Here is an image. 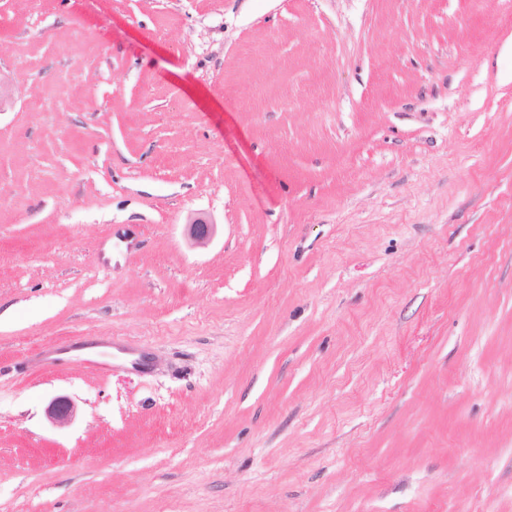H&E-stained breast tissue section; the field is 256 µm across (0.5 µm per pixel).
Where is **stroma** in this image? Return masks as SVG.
Returning a JSON list of instances; mask_svg holds the SVG:
<instances>
[{
    "label": "stroma",
    "mask_w": 512,
    "mask_h": 512,
    "mask_svg": "<svg viewBox=\"0 0 512 512\" xmlns=\"http://www.w3.org/2000/svg\"><path fill=\"white\" fill-rule=\"evenodd\" d=\"M1 56L0 512H512V0H0ZM217 225L206 216H197L186 224V236L196 245H206L213 240ZM46 415L56 426L69 425L76 416V409L70 398L59 396L54 398L46 408Z\"/></svg>",
    "instance_id": "1"
}]
</instances>
